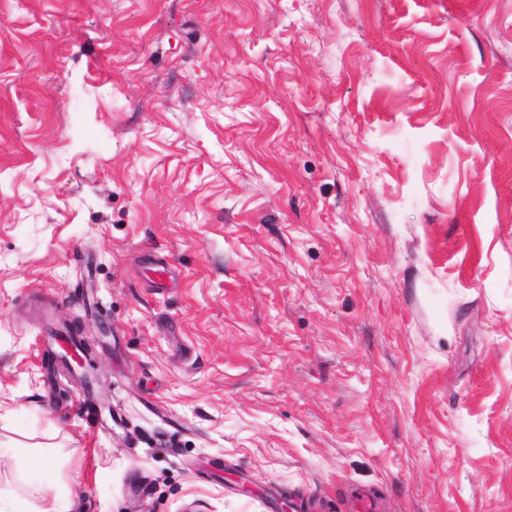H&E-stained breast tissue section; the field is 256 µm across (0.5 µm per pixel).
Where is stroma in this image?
<instances>
[{
    "label": "stroma",
    "instance_id": "obj_1",
    "mask_svg": "<svg viewBox=\"0 0 512 512\" xmlns=\"http://www.w3.org/2000/svg\"><path fill=\"white\" fill-rule=\"evenodd\" d=\"M49 445L71 512H512V0H0V473Z\"/></svg>",
    "mask_w": 512,
    "mask_h": 512
}]
</instances>
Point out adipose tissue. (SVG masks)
<instances>
[{
  "label": "adipose tissue",
  "instance_id": "adipose-tissue-1",
  "mask_svg": "<svg viewBox=\"0 0 512 512\" xmlns=\"http://www.w3.org/2000/svg\"><path fill=\"white\" fill-rule=\"evenodd\" d=\"M53 456L44 451H28L16 461L23 485L8 490L13 512H65L60 494L52 492L38 477L40 470L54 465Z\"/></svg>",
  "mask_w": 512,
  "mask_h": 512
}]
</instances>
